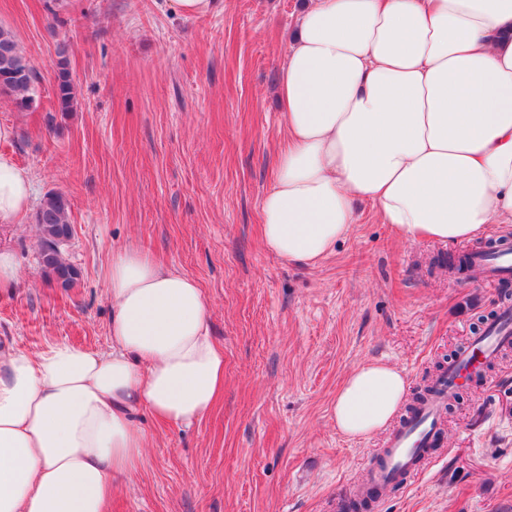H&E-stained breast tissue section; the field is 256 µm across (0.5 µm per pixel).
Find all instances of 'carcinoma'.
<instances>
[{
	"mask_svg": "<svg viewBox=\"0 0 512 512\" xmlns=\"http://www.w3.org/2000/svg\"><path fill=\"white\" fill-rule=\"evenodd\" d=\"M36 81L35 68L21 52L13 36L0 28V94L13 97L17 107L26 109L33 102ZM54 91L59 111H70L74 101V82L63 50L58 52L55 63ZM70 213V202L60 192L46 194L35 213V222L42 235V264L64 287L69 286L77 276L62 254V245L72 235Z\"/></svg>",
	"mask_w": 512,
	"mask_h": 512,
	"instance_id": "1",
	"label": "carcinoma"
}]
</instances>
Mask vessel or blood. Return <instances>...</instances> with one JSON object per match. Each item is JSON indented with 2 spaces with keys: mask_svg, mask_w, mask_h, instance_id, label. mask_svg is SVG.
Masks as SVG:
<instances>
[{
  "mask_svg": "<svg viewBox=\"0 0 512 512\" xmlns=\"http://www.w3.org/2000/svg\"><path fill=\"white\" fill-rule=\"evenodd\" d=\"M466 272L492 284L512 277V252L467 250ZM512 348V307L504 306L470 338L446 372L425 390L406 418L390 433L378 460L367 470L365 492L386 491L418 473L430 462V448L438 439L441 413L452 394L478 378L501 351Z\"/></svg>",
  "mask_w": 512,
  "mask_h": 512,
  "instance_id": "1",
  "label": "vessel or blood"
}]
</instances>
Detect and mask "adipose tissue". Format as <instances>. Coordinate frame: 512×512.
<instances>
[{"label":"adipose tissue","instance_id":"1","mask_svg":"<svg viewBox=\"0 0 512 512\" xmlns=\"http://www.w3.org/2000/svg\"><path fill=\"white\" fill-rule=\"evenodd\" d=\"M285 127L262 199L264 248L314 265L356 201L407 242L512 227V0H308L280 67ZM30 173L0 152V222L29 210ZM112 349L0 354V512H105L143 461L135 415L191 425L224 385L197 282L123 250L108 276ZM409 382L379 361L336 393L337 429L370 437Z\"/></svg>","mask_w":512,"mask_h":512}]
</instances>
